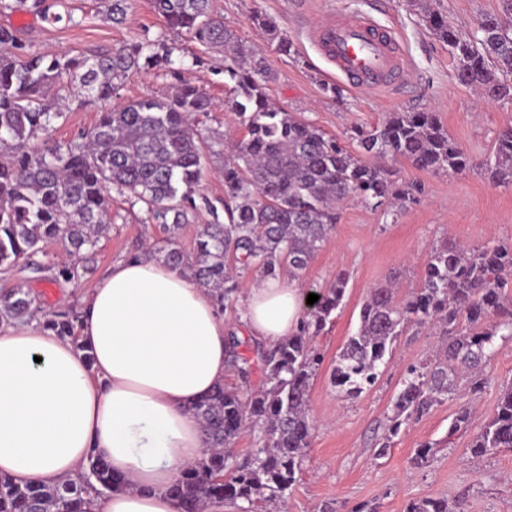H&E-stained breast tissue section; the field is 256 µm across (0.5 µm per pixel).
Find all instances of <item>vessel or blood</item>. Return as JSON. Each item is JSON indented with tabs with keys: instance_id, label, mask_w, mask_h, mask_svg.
<instances>
[{
	"instance_id": "b4317fda",
	"label": "vessel or blood",
	"mask_w": 512,
	"mask_h": 512,
	"mask_svg": "<svg viewBox=\"0 0 512 512\" xmlns=\"http://www.w3.org/2000/svg\"><path fill=\"white\" fill-rule=\"evenodd\" d=\"M309 38L349 86L392 90L402 81L405 55L397 34L369 16H329Z\"/></svg>"
}]
</instances>
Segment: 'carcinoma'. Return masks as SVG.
Returning <instances> with one entry per match:
<instances>
[{
	"label": "carcinoma",
	"instance_id": "carcinoma-1",
	"mask_svg": "<svg viewBox=\"0 0 512 512\" xmlns=\"http://www.w3.org/2000/svg\"><path fill=\"white\" fill-rule=\"evenodd\" d=\"M131 0H100L103 19L125 21ZM169 29L184 31L213 48L224 47V79L229 105L246 135L224 158V211L221 222L209 201L196 194L208 145L200 117L212 110L209 96L184 76V63L147 39L106 52L33 55L16 34L0 27V273H27V285L0 291V322L36 321L57 336L76 340L81 313L75 307L49 308L31 283H77L94 268L102 240L112 232L107 200L113 187L145 207L161 225L163 245L139 253L188 276L224 309L239 288L238 278L255 272L275 279L283 270L302 280L315 254L340 219L339 204L359 199L390 214L418 200L424 187L399 182L362 159L364 155L405 160L420 170L457 174L472 170L497 186H512V126L502 129L492 155L476 160L449 135L435 112H391L381 123L357 134L358 153L341 146L317 126L270 103L263 61L216 20L210 0H152ZM423 21L446 43L458 81L489 99L512 104V0L502 14L484 17L471 34H460L446 16L425 0H413ZM32 11L58 22L46 0H32ZM254 27L283 55L293 45L272 19L251 15ZM156 70L177 81L165 98L146 97L102 110L96 122L66 143L52 139L54 121L64 117L47 99L53 84L69 77L79 94L109 101L132 70ZM203 207L213 221L201 225L191 251L179 231ZM58 243L69 256L46 251ZM400 273L371 288L359 313V327L332 365L329 380L354 397L373 385L394 343L410 327L432 325L439 352L429 362L408 367L387 416L390 437L403 424L456 396L459 367L475 370L468 391L488 383L476 368L494 353L501 332L512 336V243L464 245L445 240L430 251L420 287L396 301ZM345 273L329 288L292 333L275 347L260 349L264 383L250 393L220 384L197 402L193 415L206 439L202 457L181 472L170 488L181 512H204L214 501L249 508L258 501L284 502L302 470L310 446L312 380L323 356L314 339L342 304ZM230 331L229 366L243 383L253 362L239 352ZM246 429L257 433L253 458L239 463L224 449ZM512 448V385L500 392L494 416L475 437V456ZM125 486L101 457L91 453L79 481L55 486L19 485L0 474V512H91L95 498ZM407 512H448V502L411 503Z\"/></svg>",
	"mask_w": 512,
	"mask_h": 512
}]
</instances>
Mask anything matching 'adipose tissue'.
I'll return each instance as SVG.
<instances>
[{"label": "adipose tissue", "mask_w": 512, "mask_h": 512, "mask_svg": "<svg viewBox=\"0 0 512 512\" xmlns=\"http://www.w3.org/2000/svg\"><path fill=\"white\" fill-rule=\"evenodd\" d=\"M245 295L249 333L272 345L303 314L285 277ZM79 332L75 346L35 322L0 324V473L53 486L93 453L128 486L92 512H180L169 489L205 448L191 408L229 370L223 317L178 270L126 259L85 299Z\"/></svg>", "instance_id": "ef3b65f1"}]
</instances>
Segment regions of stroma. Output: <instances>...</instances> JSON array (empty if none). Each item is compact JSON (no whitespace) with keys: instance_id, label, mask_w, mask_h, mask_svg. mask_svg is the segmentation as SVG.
<instances>
[{"instance_id":"obj_1","label":"stroma","mask_w":512,"mask_h":512,"mask_svg":"<svg viewBox=\"0 0 512 512\" xmlns=\"http://www.w3.org/2000/svg\"><path fill=\"white\" fill-rule=\"evenodd\" d=\"M433 5L456 28L469 33L481 17L499 13L501 0H433ZM255 10L288 35L294 54L282 55L268 47L250 21ZM56 11L64 19L51 25L15 4L0 9V26L13 28L30 53L106 51L146 38L171 48L174 57L188 64L187 78L213 102L201 125L209 151L199 192L214 208L223 209L224 181L219 171L224 151L245 135L226 105L223 51L170 30L154 12L151 0H133L120 25L102 18L98 0H62ZM335 11L368 13L397 33L408 64L400 92L375 93L338 83L334 66L308 39L309 29ZM211 12L244 46L258 52L269 72L265 91L272 102L346 145H355L359 130L376 126L388 113L432 111L439 114L452 139L483 159L492 153L499 131L512 125V105L490 101L457 81L447 44L426 28L409 0H211ZM196 55L204 57V65H193ZM172 85V78L162 73L135 71L115 100L161 98ZM58 95L65 101L66 117L56 123L52 137L60 142L92 126L104 108L102 101L68 89ZM385 166L396 179L422 183L421 198L395 220L360 201L346 202L338 224L302 279L304 287L319 289L337 272L350 276L342 307L316 339L324 360L311 386L315 431L298 481L288 493V512H351L361 504L376 506L378 512H405L409 503L428 499L447 500L453 512H512V448L479 458L469 452L480 425L493 416L502 387L512 383V337L495 339L497 352L487 366L490 381L470 400L474 420L469 427L450 432L461 403L445 401L403 424L382 456L378 444L399 380L408 365L434 356L435 336L410 328L382 366L378 382L358 396H344L330 384L331 365L356 330L370 288L399 271L396 298L404 300L418 287L432 245L444 237L469 245L512 241V187L493 185L472 172L438 175L403 160H389ZM110 198L112 233L100 244L93 273L78 283H40L48 304L81 306L112 263L125 258L142 239L155 236V226L141 204L115 191ZM424 444L431 446L433 457L429 465L418 467L413 457Z\"/></svg>"}]
</instances>
